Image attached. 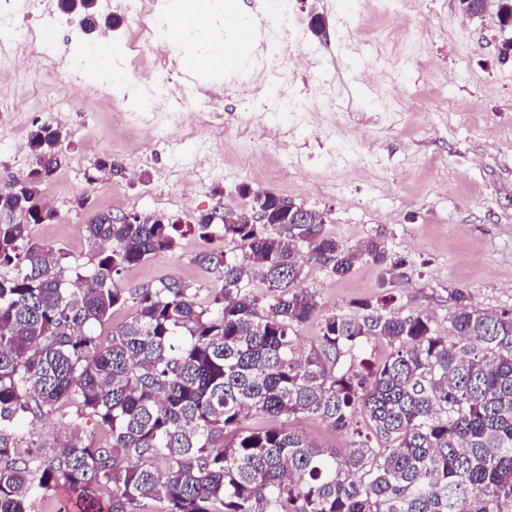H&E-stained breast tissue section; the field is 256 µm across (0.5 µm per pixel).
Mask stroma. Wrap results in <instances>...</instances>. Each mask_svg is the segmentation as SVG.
Returning a JSON list of instances; mask_svg holds the SVG:
<instances>
[{
    "label": "stroma",
    "instance_id": "stroma-1",
    "mask_svg": "<svg viewBox=\"0 0 512 512\" xmlns=\"http://www.w3.org/2000/svg\"><path fill=\"white\" fill-rule=\"evenodd\" d=\"M288 6L282 35L305 67L258 51L241 57L234 71L213 77L208 103L187 97L176 120H163L155 143L115 133L110 108L149 93L137 76L163 69V60L145 52L124 62L121 85L105 66L98 99H68L100 36L61 22L50 32L69 49L59 69L0 65V194L32 165L17 139L33 123L51 122L69 133L68 160L43 188L60 219L33 225L32 234L79 262L95 253L84 231L91 214H163L183 224L216 209L248 215L251 200L238 191L246 183L323 213L326 232L346 246L381 239L389 262L400 264L399 278L367 259L339 278L302 255L301 285L321 312L355 316L368 301L395 315H430L446 336L457 291L478 308L512 311V56H500L512 31L492 9L468 19L459 0H399L385 12L376 0H354L345 15L331 0ZM314 12L326 21L319 37L309 27ZM286 96L295 101L288 112ZM212 110L231 113L233 126L199 134L198 112ZM347 127L359 143L343 158L339 133ZM104 157L120 175L94 174ZM200 162L203 178L184 191L186 167ZM208 250L237 255L241 247L188 233L173 251L124 270L120 284L176 278L219 287V270L195 261Z\"/></svg>",
    "mask_w": 512,
    "mask_h": 512
}]
</instances>
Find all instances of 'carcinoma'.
Instances as JSON below:
<instances>
[{"label": "carcinoma", "mask_w": 512, "mask_h": 512, "mask_svg": "<svg viewBox=\"0 0 512 512\" xmlns=\"http://www.w3.org/2000/svg\"><path fill=\"white\" fill-rule=\"evenodd\" d=\"M60 9L85 27H112L96 6ZM67 132L34 124L32 167L0 194V512L66 488L77 512H128L141 500L160 512H512V313L474 307L462 291L443 336L431 316L385 314L362 302L355 318L322 316L319 344L298 328L318 316L299 287L305 247L336 276L364 257L391 275L383 242L348 247L324 232L325 217L291 211L253 193L264 224L191 225L203 239L240 243L242 256L202 252L221 285L176 279L134 290L127 267L174 250L179 224L96 214L86 267L32 236L54 220L42 186L66 163ZM260 271L269 293L245 280ZM134 315L112 336L97 327L115 308ZM390 346L364 371L353 353ZM56 414L71 433L38 450L24 427ZM281 428L245 430L250 415ZM305 417L359 440L343 455L289 425ZM106 439L82 435L87 423Z\"/></svg>", "instance_id": "cac0c4a2"}]
</instances>
